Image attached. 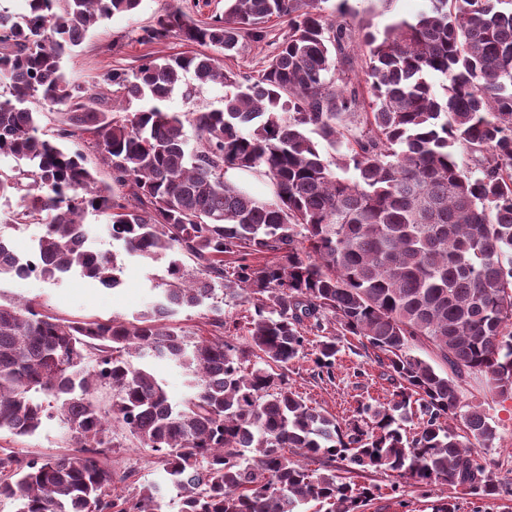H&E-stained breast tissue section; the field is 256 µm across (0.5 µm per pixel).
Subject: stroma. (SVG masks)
<instances>
[{
	"label": "stroma",
	"mask_w": 512,
	"mask_h": 512,
	"mask_svg": "<svg viewBox=\"0 0 512 512\" xmlns=\"http://www.w3.org/2000/svg\"><path fill=\"white\" fill-rule=\"evenodd\" d=\"M344 1L356 11L355 26L377 33L383 32L394 20L413 19L429 4V0ZM174 4L180 6L187 16L200 20L224 11V0H141L134 13L116 14L102 21L88 33L80 47L64 58L63 67L68 78L88 92L106 95L109 106H118L119 100L113 97L108 81L112 73L135 72L149 56L190 51V44L176 38L163 44L143 39L145 29L154 18ZM285 30V22H272L265 41L246 47L235 58L223 59V66L256 74ZM120 259L121 284L113 289L101 287L74 270L57 281L2 278L0 297L36 302L57 317L69 320L128 318L159 298L167 278L168 263L164 260L145 262L125 253ZM317 343V336H310L305 358L295 362L290 371L293 389L309 405L323 409L342 421L356 416L362 406L386 403L391 386L373 354L361 349L354 338L341 340L332 379H321L315 375L310 359ZM465 397L472 403L484 404L498 432L488 456L498 466L502 477L512 479V400L501 402L494 399L484 379L479 376L470 380ZM0 446L28 455H63L69 451L62 425L55 417L46 420L41 430L30 437H15L1 432ZM361 480L380 488L379 496L369 502L364 512H432L433 505L448 494V486L444 483L433 486L431 492L424 495L413 483L407 482L395 496L390 491L391 477L382 472L362 474Z\"/></svg>",
	"instance_id": "obj_1"
}]
</instances>
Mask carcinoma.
Instances as JSON below:
<instances>
[{
  "instance_id": "obj_1",
  "label": "carcinoma",
  "mask_w": 512,
  "mask_h": 512,
  "mask_svg": "<svg viewBox=\"0 0 512 512\" xmlns=\"http://www.w3.org/2000/svg\"><path fill=\"white\" fill-rule=\"evenodd\" d=\"M325 2L234 0L209 22L171 7L146 38L210 52L112 73L119 112L93 107L63 60L140 0L0 9V157L18 166L0 170V198L20 194L6 223L45 224L32 265L8 261L0 239V276L56 280L77 269L116 287L118 253L80 247L92 236L89 211L127 254L168 260L159 301L131 320L61 319L0 301V431L32 436L55 415L75 448L34 457L0 448V497L17 512H166L155 483L115 492L136 477L112 468L118 429L167 475L180 512H302L312 502L363 512L379 488L351 475L368 471L512 497L487 458L498 433L463 399L472 375L512 399V0H430L381 34ZM274 18L288 30L261 74L224 70L218 55L264 41ZM353 50L356 84L346 77ZM187 73L223 86L224 108L170 111ZM34 99L58 110L50 135ZM86 134L112 173L104 187L83 164ZM230 171L264 179L269 196ZM238 289L254 300L243 341L215 306L209 337L173 320ZM309 334L324 337L320 378H333L339 338L372 351L392 386L387 405L344 425L308 405L288 372ZM422 346L448 369L413 354ZM134 354L185 368L191 393L173 403Z\"/></svg>"
}]
</instances>
